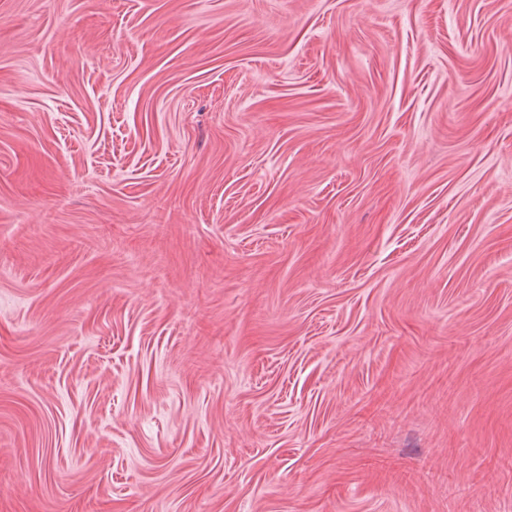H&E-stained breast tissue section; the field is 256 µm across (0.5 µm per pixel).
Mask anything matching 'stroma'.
I'll return each instance as SVG.
<instances>
[{
    "mask_svg": "<svg viewBox=\"0 0 512 512\" xmlns=\"http://www.w3.org/2000/svg\"><path fill=\"white\" fill-rule=\"evenodd\" d=\"M0 512H512V0H0Z\"/></svg>",
    "mask_w": 512,
    "mask_h": 512,
    "instance_id": "1",
    "label": "stroma"
}]
</instances>
